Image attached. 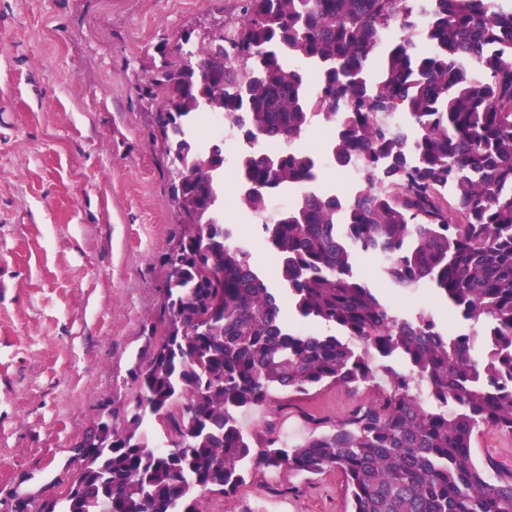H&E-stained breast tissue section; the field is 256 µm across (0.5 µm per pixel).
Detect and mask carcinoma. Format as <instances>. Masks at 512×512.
<instances>
[{
  "instance_id": "1",
  "label": "carcinoma",
  "mask_w": 512,
  "mask_h": 512,
  "mask_svg": "<svg viewBox=\"0 0 512 512\" xmlns=\"http://www.w3.org/2000/svg\"><path fill=\"white\" fill-rule=\"evenodd\" d=\"M234 44L235 57L202 42L190 66L178 44L145 86L182 231L163 256L162 332L123 411L85 437L91 463L61 512H201L202 493L281 469L340 472L350 512H512L504 466L472 454L486 426L512 437V0H246ZM207 106L249 141L286 145L239 158L254 211L317 185L315 154L292 147L316 112L336 124L333 164L356 158L366 175L340 195L299 193L262 225L276 286L216 218L224 150L194 136ZM359 252L383 256L398 288L433 286L474 330L383 303L354 271ZM279 290L329 333L296 329ZM325 383L375 393L290 446L242 426L275 393Z\"/></svg>"
}]
</instances>
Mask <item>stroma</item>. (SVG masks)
Masks as SVG:
<instances>
[{
    "label": "stroma",
    "instance_id": "1",
    "mask_svg": "<svg viewBox=\"0 0 512 512\" xmlns=\"http://www.w3.org/2000/svg\"><path fill=\"white\" fill-rule=\"evenodd\" d=\"M244 0H0V512H38L78 471V445L149 344L163 254L182 227L144 88L184 40L233 27ZM356 269L388 305L469 325L432 288ZM367 387L276 394L242 417L253 436L299 443ZM349 512L340 473L279 470L202 512Z\"/></svg>",
    "mask_w": 512,
    "mask_h": 512
}]
</instances>
